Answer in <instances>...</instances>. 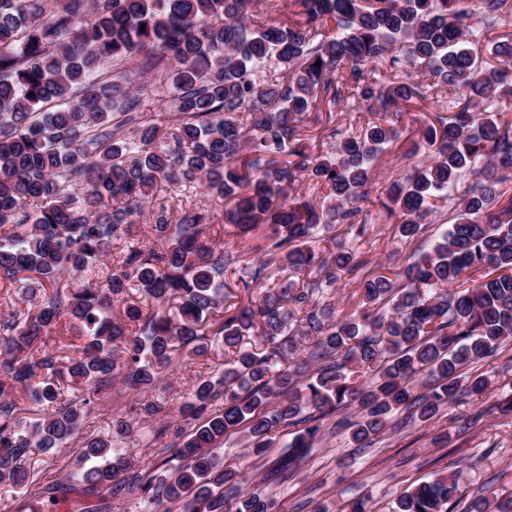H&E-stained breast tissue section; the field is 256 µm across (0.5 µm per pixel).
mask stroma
<instances>
[{"instance_id":"1","label":"stroma","mask_w":512,"mask_h":512,"mask_svg":"<svg viewBox=\"0 0 512 512\" xmlns=\"http://www.w3.org/2000/svg\"><path fill=\"white\" fill-rule=\"evenodd\" d=\"M400 136L377 161L370 183L377 190L389 186L413 165L426 161L422 148L427 114L423 111L403 113L396 121ZM155 202L179 214L188 205L208 211L214 230L213 247L242 251L237 268L247 276L259 255L263 234L251 232L240 239L224 223V202L207 195L196 186L173 185L157 190ZM453 207H444L433 222L425 224L418 240L400 239L393 225L375 223L363 237H356L348 225H337L334 234L348 248L367 259V268L379 272L381 267L399 266L417 246L431 247L442 230L451 224ZM224 368V354L215 343L202 352L179 353L172 368L163 369L155 387L139 392L123 381H116L112 393L98 401L82 430L58 451L39 453L31 458L30 479L14 494L0 495V512H29V500L45 487L61 479L79 482L80 464L76 449L82 439L105 437L112 433V422L130 419L131 433L122 442L137 467H149L157 475L169 472V447L177 442L178 429H190L192 420L183 418L181 408L191 399L192 389L200 378L219 373ZM469 373L490 377L498 389L489 395L463 398L446 408L428 423L405 424L404 413H396L390 428L376 437L369 447L360 448L351 438V423L357 422L354 409L347 408L324 419L321 433L310 454L291 470L276 472L278 461L287 453L293 438L291 429H282L270 448L254 454L246 448L243 434L236 433L218 444L216 453L225 464L247 471L246 493L271 502V512H347L352 501L369 497L371 512H392L397 496L409 486L432 480L450 463H458L460 481L468 495L486 489L512 492V414L501 412L499 404L512 394V341L496 355L474 363ZM148 401L164 404L172 415L173 431L155 436L153 422L140 413Z\"/></svg>"}]
</instances>
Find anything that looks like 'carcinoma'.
Wrapping results in <instances>:
<instances>
[{"label":"carcinoma","mask_w":512,"mask_h":512,"mask_svg":"<svg viewBox=\"0 0 512 512\" xmlns=\"http://www.w3.org/2000/svg\"><path fill=\"white\" fill-rule=\"evenodd\" d=\"M263 2L271 0H0V288L26 304L0 316V488L25 486L18 460L62 447L117 378L149 388L179 350H200L210 335L224 346V370L193 391L187 410L197 424L172 446L178 465L165 476L131 469L118 441L132 422L117 419L110 437L77 448L91 463L87 493H133L143 512L166 502L183 512H269L214 454L225 436L242 429L259 451L279 426L294 427L291 465L313 448L321 419L343 408L360 414L351 437L364 448L402 408L427 423L462 395L490 392L491 379L462 370L512 339V124L499 119L512 103V33L489 38L488 59L468 44L511 28L512 7L288 0L276 16ZM331 21L336 35L320 36ZM105 67L117 80L100 86ZM417 67L454 92L451 112L410 80ZM376 71L385 83L368 81ZM168 74L164 129L140 109ZM352 100L377 116L426 101L437 109L424 132L430 164L393 182L383 205L400 238L416 239L462 176L474 181L431 248L415 250L401 272L361 281L358 307L339 313L317 301L319 290L356 278L367 261L321 231L348 224L367 233L374 164L397 136L374 120L336 138L333 114ZM308 123L331 153H313ZM179 183L229 204L224 218L239 236L266 229L249 279L226 280L242 253L208 244L207 212L188 207L174 223L153 205L162 185ZM316 190L327 205L314 204ZM145 215L157 246L129 250L105 287L62 279L106 263L112 242ZM130 283L149 311L126 305ZM228 288L250 302L228 303ZM121 304L123 320L114 315ZM63 319L66 348L45 345ZM306 339L315 347L308 360L299 358ZM22 391L43 412L28 429ZM142 411L160 422L156 435L168 433L165 406ZM55 493L45 488L31 512H45ZM465 498L450 465L403 490L393 512H453ZM464 512H512V497L491 491Z\"/></svg>","instance_id":"carcinoma-1"}]
</instances>
